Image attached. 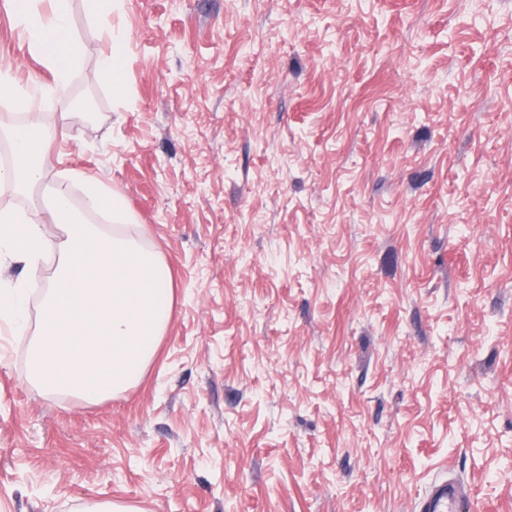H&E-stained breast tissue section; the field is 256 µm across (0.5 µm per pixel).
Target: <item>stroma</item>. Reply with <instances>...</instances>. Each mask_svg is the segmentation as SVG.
Masks as SVG:
<instances>
[{"mask_svg":"<svg viewBox=\"0 0 512 512\" xmlns=\"http://www.w3.org/2000/svg\"><path fill=\"white\" fill-rule=\"evenodd\" d=\"M0 0V70L48 88ZM43 184L121 191L166 262L140 382L26 381L0 324V512H512V0H71ZM121 42L127 85L91 78ZM54 259L15 262L30 314ZM465 491L457 483L440 480L418 504L419 512H460L464 510Z\"/></svg>","mask_w":512,"mask_h":512,"instance_id":"1","label":"stroma"}]
</instances>
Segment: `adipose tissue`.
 <instances>
[{
	"label": "adipose tissue",
	"mask_w": 512,
	"mask_h": 512,
	"mask_svg": "<svg viewBox=\"0 0 512 512\" xmlns=\"http://www.w3.org/2000/svg\"><path fill=\"white\" fill-rule=\"evenodd\" d=\"M16 19L31 52L55 78L57 103L68 105L69 79L83 53L70 0H24ZM0 94L20 103L25 116L10 129L14 160L0 168V184L28 191L44 180L49 146L66 130L46 124L41 101L6 70L0 71ZM81 183L85 210H110L111 228L89 223L62 184L48 199H31L27 210H0V265L20 260L34 270L44 256L56 259L37 325H29L24 300L12 291L0 290V318L29 339V385L46 395L96 403L143 375L170 321L173 292L160 254L127 233L132 217L121 192L90 177ZM44 210L52 226L38 222Z\"/></svg>",
	"instance_id": "adipose-tissue-1"
}]
</instances>
